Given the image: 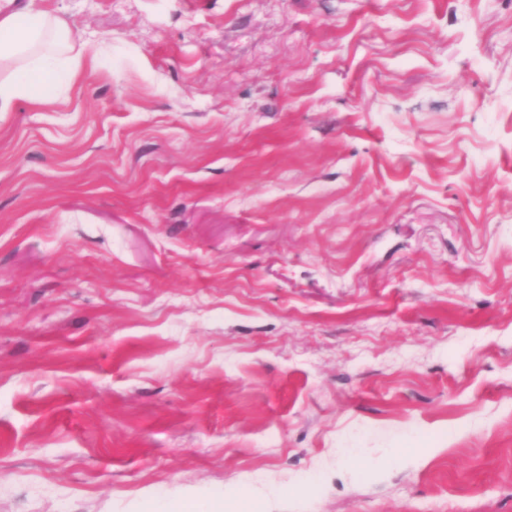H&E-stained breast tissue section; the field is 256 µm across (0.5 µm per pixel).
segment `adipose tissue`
I'll return each mask as SVG.
<instances>
[{
    "label": "adipose tissue",
    "mask_w": 512,
    "mask_h": 512,
    "mask_svg": "<svg viewBox=\"0 0 512 512\" xmlns=\"http://www.w3.org/2000/svg\"><path fill=\"white\" fill-rule=\"evenodd\" d=\"M99 61L95 46H74L70 34L37 0H0V112L18 100L72 84L86 64Z\"/></svg>",
    "instance_id": "adipose-tissue-1"
}]
</instances>
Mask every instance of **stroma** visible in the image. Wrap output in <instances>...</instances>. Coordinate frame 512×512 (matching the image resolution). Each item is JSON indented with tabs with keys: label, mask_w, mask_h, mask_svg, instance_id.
Instances as JSON below:
<instances>
[{
	"label": "stroma",
	"mask_w": 512,
	"mask_h": 512,
	"mask_svg": "<svg viewBox=\"0 0 512 512\" xmlns=\"http://www.w3.org/2000/svg\"><path fill=\"white\" fill-rule=\"evenodd\" d=\"M0 112V512H512V0H42ZM4 1L0 4V70L11 71L0 77V112L8 111L17 100L39 101L42 95L72 84L87 63H98V49L82 44L75 50L69 31L38 6L39 0H23L19 5L16 0Z\"/></svg>",
	"instance_id": "35a3bbf8"
}]
</instances>
